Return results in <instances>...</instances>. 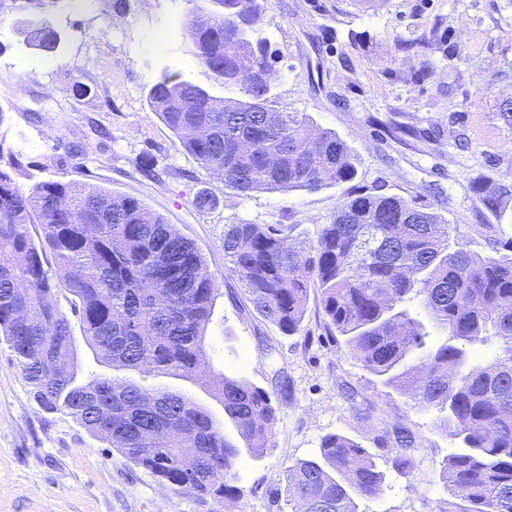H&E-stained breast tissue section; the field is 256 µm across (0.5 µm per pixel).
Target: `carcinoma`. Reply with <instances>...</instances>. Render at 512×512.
Returning <instances> with one entry per match:
<instances>
[{"mask_svg": "<svg viewBox=\"0 0 512 512\" xmlns=\"http://www.w3.org/2000/svg\"><path fill=\"white\" fill-rule=\"evenodd\" d=\"M193 2L209 18L189 17L183 36L212 78L246 99L217 98L178 71L164 73L147 101L177 144L240 192L348 185L306 249L291 225L225 227L224 259L246 300L291 335L318 295L327 332L353 357L443 413L439 428L455 451L442 462L451 498L441 512H512V244L498 257L463 244L451 250L453 228L429 206L357 189L350 146L307 114L274 105L277 75L258 0ZM26 42L51 55L60 46L37 25L27 26ZM476 192L495 215L512 208V186L479 184ZM219 291L193 242L141 200L71 180L23 191L0 170V335L37 404L72 417L172 489L211 501L213 512H233L243 498L233 473L241 448L178 393L112 378L77 384L72 322L56 302L69 295L88 347L112 365L212 384L249 455L260 458L277 420L269 393L243 377L215 380L207 365L205 331ZM416 299L448 332L445 341L427 343L407 309ZM491 346L495 362L475 363L477 350ZM374 442L393 470L411 473L409 429L386 428ZM384 479L373 454L334 434L321 460L288 469L283 494L295 512H357L356 498L378 494Z\"/></svg>", "mask_w": 512, "mask_h": 512, "instance_id": "obj_1", "label": "carcinoma"}]
</instances>
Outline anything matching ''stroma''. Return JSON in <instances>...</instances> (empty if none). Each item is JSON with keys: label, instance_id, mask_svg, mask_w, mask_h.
I'll return each mask as SVG.
<instances>
[{"label": "stroma", "instance_id": "1", "mask_svg": "<svg viewBox=\"0 0 512 512\" xmlns=\"http://www.w3.org/2000/svg\"><path fill=\"white\" fill-rule=\"evenodd\" d=\"M275 54L279 109L303 112L335 131L357 157L356 183L441 213L455 241L483 255L512 242V211L495 216L473 186L512 184V126L498 102L512 97V0H260ZM192 0H58L48 20L61 34L50 67L26 43L19 16L0 18V169L16 186L74 180L140 199L192 240L221 278L205 343L215 374L242 376L279 402L274 447L243 456L236 483L241 512H292L277 497L288 467L321 454L325 437L347 436L375 450L380 428L404 425L414 435V468L404 476L387 457L378 495L357 512H438L449 492L440 463L451 445L438 409L418 405L327 336L319 300L310 299L301 330L288 336L248 308L224 260L228 224H290L301 246L317 238L344 189L253 191L225 187L199 166L147 104L164 70L216 97L242 98L194 59L182 25ZM445 38V51L396 52L400 41ZM427 78H419L422 66ZM88 88L86 95L75 85ZM153 157L157 179L139 163ZM212 194L201 210L195 199ZM79 383L102 377L181 393L235 427L213 390L166 374L147 376L96 359L75 335ZM289 399H281V385ZM213 505L176 491L126 462L62 413L39 408L30 385L0 338V512H212Z\"/></svg>", "mask_w": 512, "mask_h": 512}]
</instances>
